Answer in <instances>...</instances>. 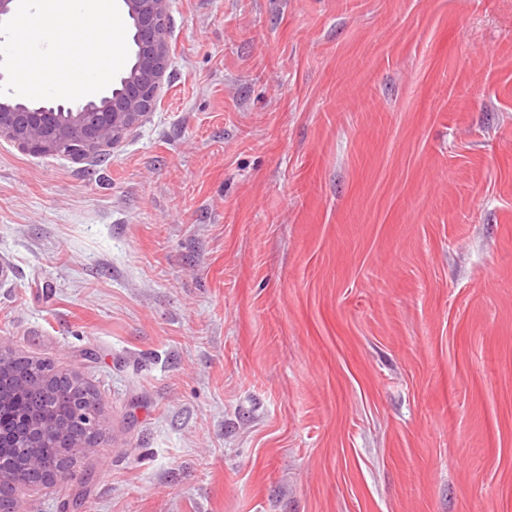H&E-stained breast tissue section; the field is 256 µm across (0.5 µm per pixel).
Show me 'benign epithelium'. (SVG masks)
<instances>
[{
  "instance_id": "obj_1",
  "label": "benign epithelium",
  "mask_w": 512,
  "mask_h": 512,
  "mask_svg": "<svg viewBox=\"0 0 512 512\" xmlns=\"http://www.w3.org/2000/svg\"><path fill=\"white\" fill-rule=\"evenodd\" d=\"M136 39L128 76L98 102L82 107L24 100L0 102V138L35 154L84 159L114 149L157 106V90L171 61L169 0H123Z\"/></svg>"
}]
</instances>
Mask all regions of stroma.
Masks as SVG:
<instances>
[{"label":"stroma","mask_w":512,"mask_h":512,"mask_svg":"<svg viewBox=\"0 0 512 512\" xmlns=\"http://www.w3.org/2000/svg\"><path fill=\"white\" fill-rule=\"evenodd\" d=\"M105 156L0 138V340L102 428L19 512H512V0H170Z\"/></svg>","instance_id":"stroma-1"}]
</instances>
